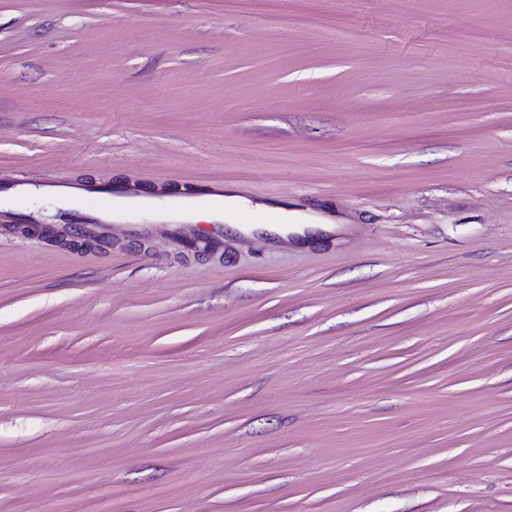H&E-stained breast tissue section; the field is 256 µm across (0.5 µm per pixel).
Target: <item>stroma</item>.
<instances>
[{
	"instance_id": "obj_1",
	"label": "stroma",
	"mask_w": 512,
	"mask_h": 512,
	"mask_svg": "<svg viewBox=\"0 0 512 512\" xmlns=\"http://www.w3.org/2000/svg\"><path fill=\"white\" fill-rule=\"evenodd\" d=\"M58 181L343 226L74 249ZM17 182L0 512H512V0H0ZM42 226V233L52 239L55 243L64 246H75L80 243V246L91 249L101 247L102 240L94 234L81 227L66 226L62 229L50 228L46 225L26 224L23 225V232H31L37 230L36 227Z\"/></svg>"
}]
</instances>
